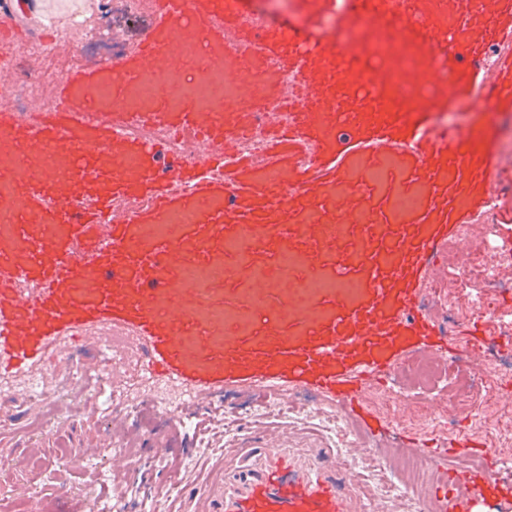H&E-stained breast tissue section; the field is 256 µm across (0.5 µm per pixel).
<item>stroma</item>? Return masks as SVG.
<instances>
[{
  "instance_id": "35a3bbf8",
  "label": "stroma",
  "mask_w": 512,
  "mask_h": 512,
  "mask_svg": "<svg viewBox=\"0 0 512 512\" xmlns=\"http://www.w3.org/2000/svg\"><path fill=\"white\" fill-rule=\"evenodd\" d=\"M448 122L456 124L468 136L482 135L487 145L496 141L512 143V116L485 107L468 112H446ZM98 381L90 379L87 391L79 397L56 389L52 395L59 404L56 414L42 423L25 419L13 403L0 401V512H26L30 496H40L46 512H103L108 495L94 472L85 470L69 454L70 449L95 441L108 427V417L97 399ZM391 387L370 386L362 393L364 404L383 422L371 429L354 423L347 434L328 428L327 423L337 410L329 402H321L310 417H294L289 410L274 407L272 398L261 395L240 396L228 394V407L237 417L236 428H248L254 420L278 428L288 435L292 448H343L348 441L367 437L371 444L382 448L400 447L405 438L432 446L436 450L428 463L438 468H460L470 459L461 440L472 438L479 430L475 415H461L448 409L444 393L427 389L423 395L438 402L439 412L425 417L417 408L406 411L404 419H397L385 399ZM131 413L144 428H169L182 449L176 455L152 463L149 450H142L147 467L143 478H126L123 498L129 512H142L145 494L162 497L171 512H177L179 501L173 490L178 483H201L216 472L217 458L198 457L197 448L209 443L220 448L225 434L217 429H205L202 416L180 409L177 422H170L154 403L138 401Z\"/></svg>"
}]
</instances>
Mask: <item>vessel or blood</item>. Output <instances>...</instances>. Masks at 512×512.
<instances>
[{"mask_svg":"<svg viewBox=\"0 0 512 512\" xmlns=\"http://www.w3.org/2000/svg\"><path fill=\"white\" fill-rule=\"evenodd\" d=\"M33 3L0 0L1 69L16 44L53 48L24 21ZM152 9L136 47L65 72L43 111L0 101V397L35 415L24 386L77 391L108 358L114 391L179 388L217 427L230 392L355 404L404 359L445 357L423 283L500 168L434 114L512 111V0H308L304 31L244 0ZM367 18L405 57L376 76L336 39ZM133 434L172 449L116 411L79 454ZM111 467L124 496L131 462ZM499 485L490 461L415 496L478 512ZM176 495L180 512H396L335 449L262 425Z\"/></svg>","mask_w":512,"mask_h":512,"instance_id":"vessel-or-blood-1","label":"vessel or blood"}]
</instances>
